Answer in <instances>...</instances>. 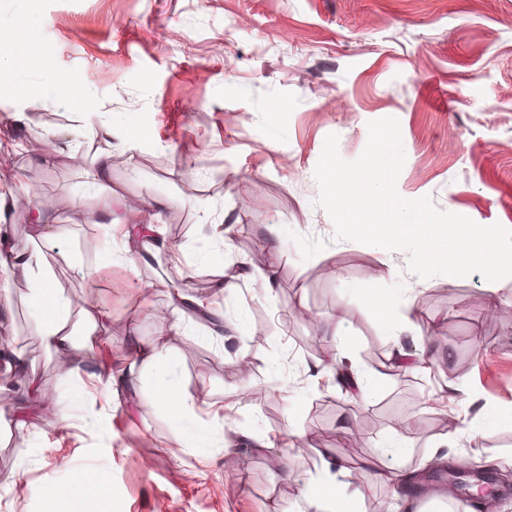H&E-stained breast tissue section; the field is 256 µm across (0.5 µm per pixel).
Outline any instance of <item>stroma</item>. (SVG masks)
<instances>
[{
    "instance_id": "35a3bbf8",
    "label": "stroma",
    "mask_w": 512,
    "mask_h": 512,
    "mask_svg": "<svg viewBox=\"0 0 512 512\" xmlns=\"http://www.w3.org/2000/svg\"><path fill=\"white\" fill-rule=\"evenodd\" d=\"M20 23L30 32L21 53L49 65L0 69V199L29 196L57 224L64 297L129 328L65 378L34 334L24 273L0 272V345L26 351L42 390L30 399L28 377L4 382L0 364V512H44L46 495L89 470L107 479L112 512H312L303 491L321 470L318 449L345 455L350 437L444 508L456 493L424 476L440 443L476 468L512 471V420L478 414L512 412V277L422 279L405 251L335 239L314 176L328 135L352 161L368 122L394 117L403 197L512 228V0H0V32ZM60 77L83 96L65 98ZM103 152L108 195L89 177ZM111 217L118 236L152 224L166 249L101 267L85 233L102 238ZM236 265L250 278L230 279ZM175 285L223 314V337L177 315ZM372 290L412 302L411 315L382 321L363 300ZM178 317L170 377L209 401L181 440L167 412L147 405L150 370L110 402L90 380L100 366H127L136 344ZM397 340L434 341L441 355L391 370L362 400L355 379L371 381ZM404 415L412 425L391 436ZM236 432L268 446L236 450L230 485L224 442ZM347 482L359 512H400L364 464Z\"/></svg>"
}]
</instances>
